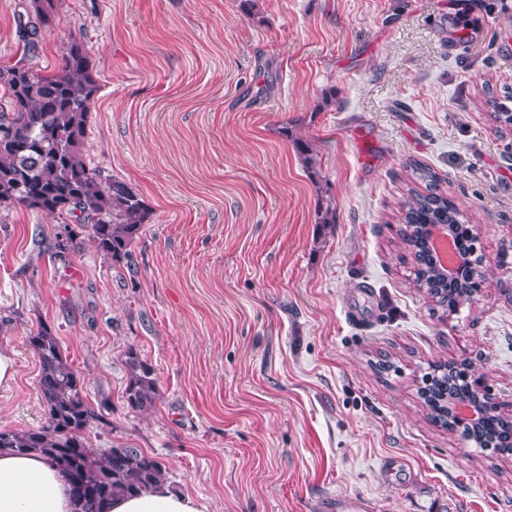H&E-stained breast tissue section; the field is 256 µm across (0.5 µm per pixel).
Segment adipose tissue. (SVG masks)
<instances>
[{"instance_id":"ef3b65f1","label":"adipose tissue","mask_w":512,"mask_h":512,"mask_svg":"<svg viewBox=\"0 0 512 512\" xmlns=\"http://www.w3.org/2000/svg\"><path fill=\"white\" fill-rule=\"evenodd\" d=\"M65 475L36 452H0V512H70ZM110 512H204L187 494L159 484L150 492L112 501Z\"/></svg>"}]
</instances>
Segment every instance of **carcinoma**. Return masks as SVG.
I'll list each match as a JSON object with an SVG mask.
<instances>
[{"mask_svg":"<svg viewBox=\"0 0 512 512\" xmlns=\"http://www.w3.org/2000/svg\"><path fill=\"white\" fill-rule=\"evenodd\" d=\"M35 21L19 23L20 32L34 41L38 29L50 22L54 0H30ZM10 112L0 115V205H19L57 216L88 232L98 252L117 267L132 258V246L152 213L144 200L119 177H102L83 158L91 105L100 89L83 41L73 39L62 67L46 75L15 64L0 70ZM431 190L408 189L399 221L402 239L416 262L414 285L448 313L473 302L478 289L467 281L448 282L438 266L418 253L427 225L459 223V211L434 189L437 176L427 167L415 168ZM73 232L56 239L50 257L63 260L73 247ZM39 360V391L45 422L36 429L0 430V451L42 454L68 477L71 512H108L116 496H135L165 481L164 464L139 448L119 444L95 448L87 430L102 414L87 401L83 379L63 355L55 330L41 323L29 334ZM128 382L124 399L133 412L153 407L157 395L154 370L138 352L126 351ZM431 419L449 431L459 429L450 411L429 406ZM480 432L486 437L507 434L506 425L489 401L482 402Z\"/></svg>","mask_w":512,"mask_h":512,"instance_id":"cac0c4a2","label":"carcinoma"}]
</instances>
